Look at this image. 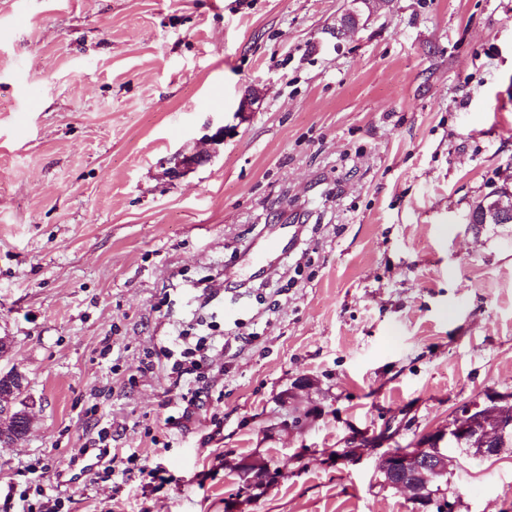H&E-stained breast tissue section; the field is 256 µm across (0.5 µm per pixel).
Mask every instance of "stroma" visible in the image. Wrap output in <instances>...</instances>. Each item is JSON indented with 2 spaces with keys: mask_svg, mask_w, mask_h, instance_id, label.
<instances>
[{
  "mask_svg": "<svg viewBox=\"0 0 512 512\" xmlns=\"http://www.w3.org/2000/svg\"><path fill=\"white\" fill-rule=\"evenodd\" d=\"M349 5L0 0V369L35 401L0 512H415L380 456L512 394V224L468 221L512 191V0H390L340 37ZM199 317L223 379L176 429L140 367ZM103 429L145 468L117 511L113 477L62 480ZM448 454L452 512H512V448ZM252 456L278 475L246 491ZM287 224H281L277 232L267 237L264 245L258 249H249L244 256L253 266H262L272 263V259L277 254H283L288 250V245L293 241L296 231L292 234L288 230Z\"/></svg>",
  "mask_w": 512,
  "mask_h": 512,
  "instance_id": "stroma-1",
  "label": "stroma"
}]
</instances>
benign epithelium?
Returning a JSON list of instances; mask_svg holds the SVG:
<instances>
[{
  "label": "benign epithelium",
  "instance_id": "obj_1",
  "mask_svg": "<svg viewBox=\"0 0 512 512\" xmlns=\"http://www.w3.org/2000/svg\"><path fill=\"white\" fill-rule=\"evenodd\" d=\"M472 224H511L512 206L496 200L482 205L470 215ZM512 401L511 395L486 392L464 404L453 416L448 426L427 435L412 448L389 451L382 455L378 466V481L386 487L397 488L409 495V499L422 506H429L435 499H426L429 486H420L416 477L424 471L444 474L450 458L443 456L445 443L452 444L479 439L482 444L481 459L495 455L494 446L512 436V408L502 411L498 404Z\"/></svg>",
  "mask_w": 512,
  "mask_h": 512
}]
</instances>
